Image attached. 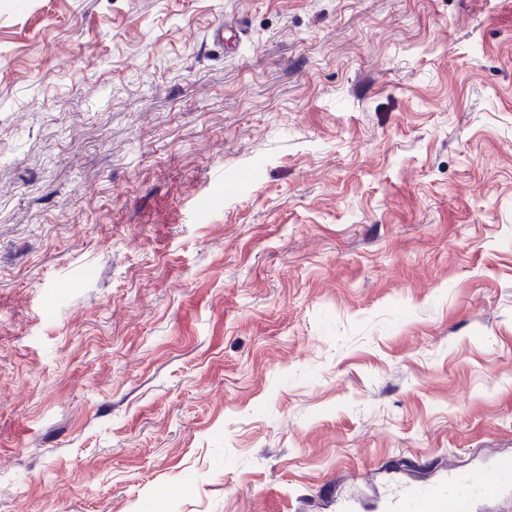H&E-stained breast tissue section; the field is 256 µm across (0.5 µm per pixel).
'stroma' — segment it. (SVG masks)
Masks as SVG:
<instances>
[{"label":"stroma","mask_w":512,"mask_h":512,"mask_svg":"<svg viewBox=\"0 0 512 512\" xmlns=\"http://www.w3.org/2000/svg\"><path fill=\"white\" fill-rule=\"evenodd\" d=\"M502 454L512 0H0V512Z\"/></svg>","instance_id":"1"}]
</instances>
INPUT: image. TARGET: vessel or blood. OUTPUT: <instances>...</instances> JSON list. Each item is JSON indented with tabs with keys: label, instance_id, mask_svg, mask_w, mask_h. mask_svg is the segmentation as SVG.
<instances>
[{
	"label": "vessel or blood",
	"instance_id": "vessel-or-blood-1",
	"mask_svg": "<svg viewBox=\"0 0 512 512\" xmlns=\"http://www.w3.org/2000/svg\"><path fill=\"white\" fill-rule=\"evenodd\" d=\"M512 488V456L461 472L448 468L423 483L398 484L395 493L380 500L377 512H473L477 501L504 495Z\"/></svg>",
	"mask_w": 512,
	"mask_h": 512
}]
</instances>
